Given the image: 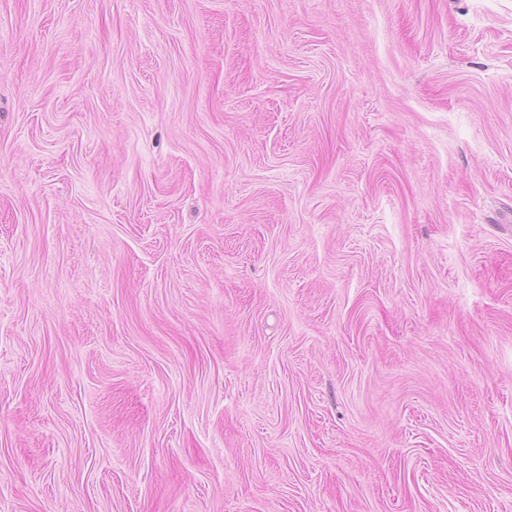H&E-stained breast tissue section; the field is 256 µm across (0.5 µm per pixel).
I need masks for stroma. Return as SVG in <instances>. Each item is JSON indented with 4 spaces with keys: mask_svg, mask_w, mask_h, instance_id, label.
Segmentation results:
<instances>
[{
    "mask_svg": "<svg viewBox=\"0 0 512 512\" xmlns=\"http://www.w3.org/2000/svg\"><path fill=\"white\" fill-rule=\"evenodd\" d=\"M0 512H512V0H0Z\"/></svg>",
    "mask_w": 512,
    "mask_h": 512,
    "instance_id": "1",
    "label": "stroma"
}]
</instances>
